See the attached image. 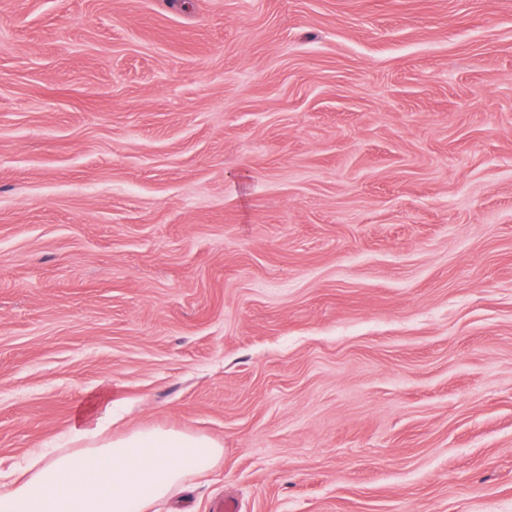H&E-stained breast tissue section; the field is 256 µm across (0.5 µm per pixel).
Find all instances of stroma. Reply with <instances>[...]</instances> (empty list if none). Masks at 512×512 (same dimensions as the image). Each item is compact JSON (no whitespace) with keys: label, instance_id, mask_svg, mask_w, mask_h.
<instances>
[{"label":"stroma","instance_id":"1","mask_svg":"<svg viewBox=\"0 0 512 512\" xmlns=\"http://www.w3.org/2000/svg\"><path fill=\"white\" fill-rule=\"evenodd\" d=\"M108 404L181 512H512V0H0V473Z\"/></svg>","mask_w":512,"mask_h":512}]
</instances>
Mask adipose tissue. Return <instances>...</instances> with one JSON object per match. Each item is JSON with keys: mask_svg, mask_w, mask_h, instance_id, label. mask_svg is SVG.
<instances>
[{"mask_svg": "<svg viewBox=\"0 0 512 512\" xmlns=\"http://www.w3.org/2000/svg\"><path fill=\"white\" fill-rule=\"evenodd\" d=\"M111 411L76 420L66 445L21 463L0 512H149L207 475L224 450L210 437L151 428L106 435Z\"/></svg>", "mask_w": 512, "mask_h": 512, "instance_id": "adipose-tissue-1", "label": "adipose tissue"}]
</instances>
